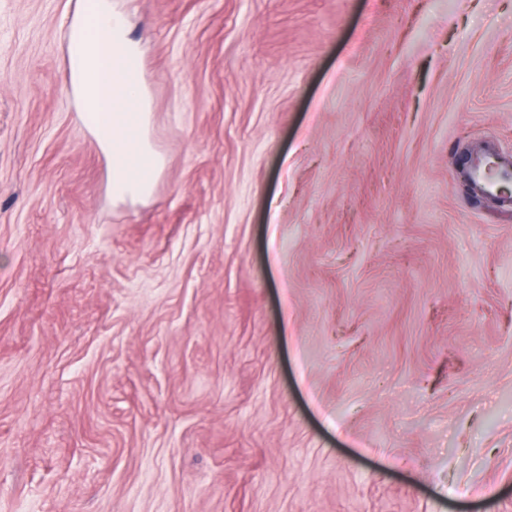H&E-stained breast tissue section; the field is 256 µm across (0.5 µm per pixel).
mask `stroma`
Segmentation results:
<instances>
[{
    "label": "stroma",
    "mask_w": 512,
    "mask_h": 512,
    "mask_svg": "<svg viewBox=\"0 0 512 512\" xmlns=\"http://www.w3.org/2000/svg\"><path fill=\"white\" fill-rule=\"evenodd\" d=\"M116 2L145 201L0 0V512H512V0ZM491 155L486 156L483 160H487ZM476 167L474 172V180L480 187V195L488 198H497L501 195L499 192L501 185L511 179L510 171L508 168H501L497 178L489 177L484 170H482V162Z\"/></svg>",
    "instance_id": "1"
}]
</instances>
